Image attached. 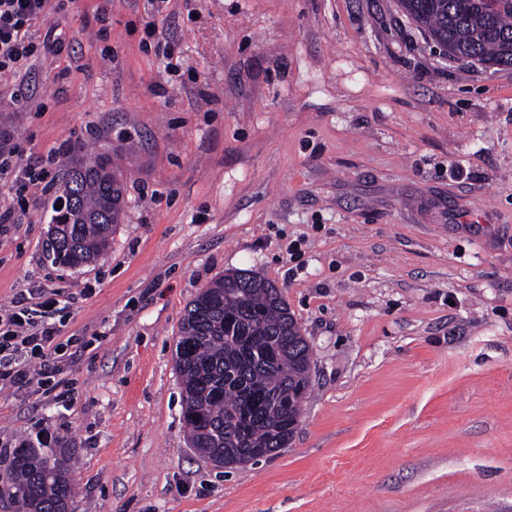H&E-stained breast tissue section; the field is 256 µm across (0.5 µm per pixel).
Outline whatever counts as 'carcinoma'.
<instances>
[{"instance_id": "obj_1", "label": "carcinoma", "mask_w": 512, "mask_h": 512, "mask_svg": "<svg viewBox=\"0 0 512 512\" xmlns=\"http://www.w3.org/2000/svg\"><path fill=\"white\" fill-rule=\"evenodd\" d=\"M403 12L448 56L512 67V0H399ZM124 186L109 160L93 157L68 172L54 220L53 262L95 260L121 222ZM312 350L281 290L253 270L213 281L192 301L175 345L183 418L192 447L229 468L286 447L310 385ZM17 512H68L71 473L64 456L30 441L6 474Z\"/></svg>"}]
</instances>
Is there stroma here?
<instances>
[{"label":"stroma","mask_w":512,"mask_h":512,"mask_svg":"<svg viewBox=\"0 0 512 512\" xmlns=\"http://www.w3.org/2000/svg\"><path fill=\"white\" fill-rule=\"evenodd\" d=\"M101 2L38 21L61 54L0 76V126L55 178L0 240V308L58 293L91 341L69 402L0 386V474L45 436L69 512H512V67L449 59L397 0H112L105 25ZM90 154L123 219L56 265ZM233 270L274 281L313 354L294 437L236 469L190 447L173 360Z\"/></svg>","instance_id":"stroma-1"}]
</instances>
